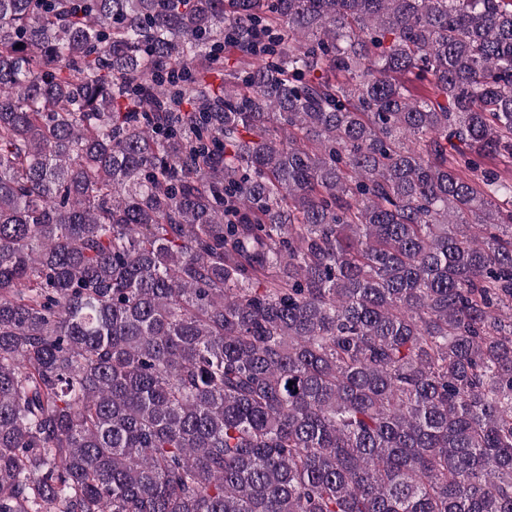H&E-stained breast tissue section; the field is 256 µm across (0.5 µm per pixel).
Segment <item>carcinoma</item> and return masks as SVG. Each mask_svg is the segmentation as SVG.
Here are the masks:
<instances>
[{
    "instance_id": "cac0c4a2",
    "label": "carcinoma",
    "mask_w": 512,
    "mask_h": 512,
    "mask_svg": "<svg viewBox=\"0 0 512 512\" xmlns=\"http://www.w3.org/2000/svg\"><path fill=\"white\" fill-rule=\"evenodd\" d=\"M512 0H0V512H512Z\"/></svg>"
}]
</instances>
